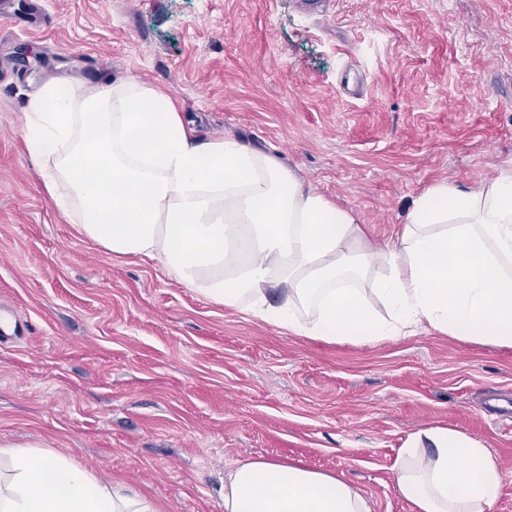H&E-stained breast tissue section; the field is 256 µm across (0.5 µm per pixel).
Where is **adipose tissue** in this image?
Segmentation results:
<instances>
[{
  "label": "adipose tissue",
  "instance_id": "adipose-tissue-1",
  "mask_svg": "<svg viewBox=\"0 0 512 512\" xmlns=\"http://www.w3.org/2000/svg\"><path fill=\"white\" fill-rule=\"evenodd\" d=\"M27 148L79 234L148 258L210 302L300 337L373 343L434 329L512 348V167L418 196L376 248L349 210L276 156L202 140L163 90L129 78L43 85ZM0 512H157L143 494L34 445L0 449ZM391 483L412 512H497L498 457L457 429L409 434ZM224 512H372L343 477L275 458L235 461Z\"/></svg>",
  "mask_w": 512,
  "mask_h": 512
}]
</instances>
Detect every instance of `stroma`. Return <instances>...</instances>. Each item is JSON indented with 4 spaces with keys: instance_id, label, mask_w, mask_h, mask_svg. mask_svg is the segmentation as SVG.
<instances>
[{
    "instance_id": "1",
    "label": "stroma",
    "mask_w": 512,
    "mask_h": 512,
    "mask_svg": "<svg viewBox=\"0 0 512 512\" xmlns=\"http://www.w3.org/2000/svg\"><path fill=\"white\" fill-rule=\"evenodd\" d=\"M305 2L0 0V310L26 326L0 345V444L48 447L159 512H224L244 457L410 512L390 467L431 424L481 441L512 483V349L434 330L325 342L246 319L80 236L28 153L42 85L134 76L202 139L275 154L380 247L428 187L512 167V0ZM347 67L362 96L340 94Z\"/></svg>"
}]
</instances>
